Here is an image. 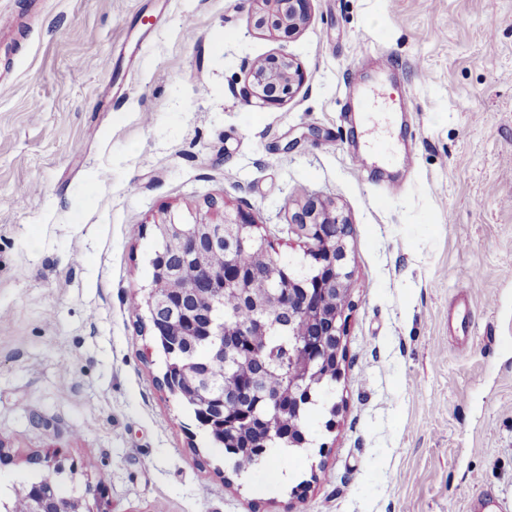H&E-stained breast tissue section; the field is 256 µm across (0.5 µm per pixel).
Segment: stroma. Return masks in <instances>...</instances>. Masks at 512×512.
I'll return each mask as SVG.
<instances>
[{
  "instance_id": "stroma-1",
  "label": "stroma",
  "mask_w": 512,
  "mask_h": 512,
  "mask_svg": "<svg viewBox=\"0 0 512 512\" xmlns=\"http://www.w3.org/2000/svg\"><path fill=\"white\" fill-rule=\"evenodd\" d=\"M251 9L0 0V487L38 453L76 466L63 492L100 486L94 512H467L487 489L512 505V0H313L291 39L250 30ZM276 51L306 80L260 107L246 67ZM349 81L383 88L374 125L357 129ZM362 138L389 157L356 160ZM312 195L353 228L344 360L271 483L194 428L129 299L163 214L227 203L299 260L290 217Z\"/></svg>"
}]
</instances>
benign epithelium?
I'll return each mask as SVG.
<instances>
[{
  "label": "benign epithelium",
  "mask_w": 512,
  "mask_h": 512,
  "mask_svg": "<svg viewBox=\"0 0 512 512\" xmlns=\"http://www.w3.org/2000/svg\"><path fill=\"white\" fill-rule=\"evenodd\" d=\"M249 26L258 32H282L293 36L308 22L313 0H251ZM305 80L301 66L288 54L275 52L254 61L248 72L247 93L260 106L282 105L290 100ZM291 223L311 241L306 257L312 275L302 282L291 277L278 279L282 261L272 254L269 237L260 232L253 216L242 209L222 210L219 218L204 217L192 224L164 218L154 223L159 238H176L183 255L193 266L182 273L168 265L163 255L153 256L155 273L160 278L180 276L183 287L153 288L150 304L154 336H172L173 354L185 361L176 373L163 377V387L176 394L181 383H193L211 390L212 381L202 368L188 358L198 336L212 338L213 354L224 358L232 368L244 358L249 348L247 337L265 336L270 317L285 310L290 317H300L318 328L333 343L317 341L308 335L296 336L288 348V385L277 396L264 397L273 412L288 407L300 410L301 400L309 393L308 379L331 357L336 359V375H341L342 342L346 333L345 311L350 305L347 267L348 243L352 225L331 201L309 197L298 205ZM255 248L264 257L270 274L260 284L244 276L240 254ZM224 251V273L217 275L209 262L211 252ZM211 289L215 298L235 295L246 300L255 316L247 324L227 316L224 323L214 322L207 309L195 302L198 285ZM31 500L33 512H83L82 498L66 497L52 489L47 492L23 485L16 489Z\"/></svg>",
  "instance_id": "1"
}]
</instances>
